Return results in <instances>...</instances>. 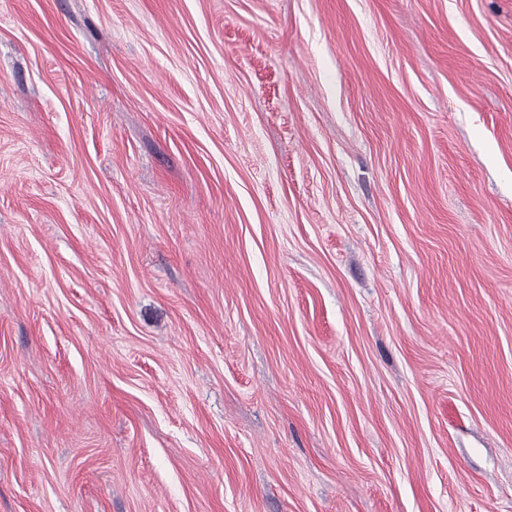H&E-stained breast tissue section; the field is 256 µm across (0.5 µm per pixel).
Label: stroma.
<instances>
[{"label": "stroma", "mask_w": 512, "mask_h": 512, "mask_svg": "<svg viewBox=\"0 0 512 512\" xmlns=\"http://www.w3.org/2000/svg\"><path fill=\"white\" fill-rule=\"evenodd\" d=\"M0 512H512V0H0Z\"/></svg>", "instance_id": "stroma-1"}]
</instances>
